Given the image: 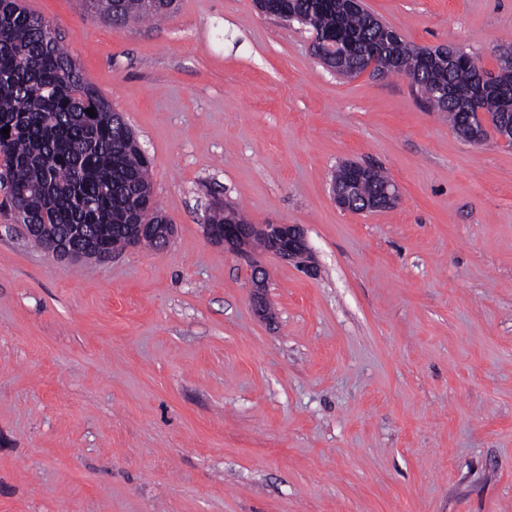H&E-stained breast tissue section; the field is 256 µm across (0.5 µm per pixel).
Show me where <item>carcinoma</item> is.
<instances>
[{
	"label": "carcinoma",
	"instance_id": "obj_1",
	"mask_svg": "<svg viewBox=\"0 0 512 512\" xmlns=\"http://www.w3.org/2000/svg\"><path fill=\"white\" fill-rule=\"evenodd\" d=\"M93 15L121 24L131 17L164 18L172 0H84ZM264 13L281 14L323 39L339 38L346 56L339 70L358 76L367 66L366 51L393 37L398 42L394 72L407 74L419 67L420 49L408 44L392 27L368 10L348 12L340 0H254ZM413 85L425 102L448 113L455 127L477 97V111L490 115L499 132L502 113H512V76L497 88L477 86L474 72L448 66L443 50L430 52L428 65L414 76ZM95 108L96 116L86 113ZM0 184L11 188L3 205L19 224L50 225L60 233L83 225L100 248L118 252L128 245L129 225L169 224L155 206L150 160L134 133L109 101L89 83L79 64L62 47L56 31L31 14L21 0H0ZM389 179L373 170L357 188L363 201ZM247 223L234 207H220L210 223Z\"/></svg>",
	"mask_w": 512,
	"mask_h": 512
}]
</instances>
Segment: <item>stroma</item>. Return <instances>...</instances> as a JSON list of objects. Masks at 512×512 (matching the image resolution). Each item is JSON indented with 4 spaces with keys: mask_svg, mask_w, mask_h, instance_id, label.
I'll list each match as a JSON object with an SVG mask.
<instances>
[{
    "mask_svg": "<svg viewBox=\"0 0 512 512\" xmlns=\"http://www.w3.org/2000/svg\"><path fill=\"white\" fill-rule=\"evenodd\" d=\"M23 3L135 132L175 228L61 263L0 210V512H512V148L459 138L405 76H337L253 0L117 28ZM364 3L488 69L512 44V0ZM345 161L398 204L338 208ZM218 202L302 225L314 275L210 242ZM268 282V272L264 267L254 265L252 273V307L257 315L263 316L266 313L267 301L265 291Z\"/></svg>",
    "mask_w": 512,
    "mask_h": 512,
    "instance_id": "1",
    "label": "stroma"
}]
</instances>
